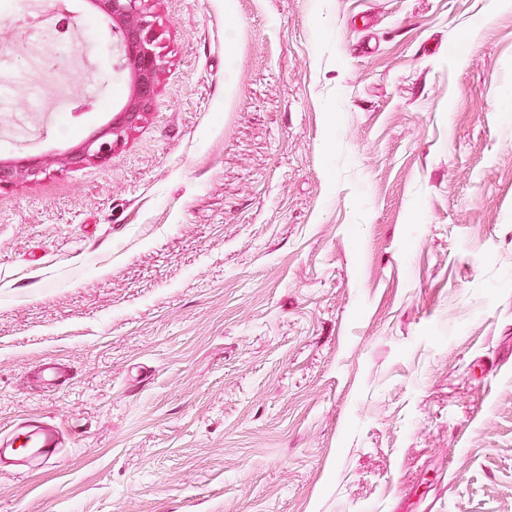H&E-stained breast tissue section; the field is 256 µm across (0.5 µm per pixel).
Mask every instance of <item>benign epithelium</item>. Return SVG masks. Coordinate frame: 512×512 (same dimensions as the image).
<instances>
[{
  "mask_svg": "<svg viewBox=\"0 0 512 512\" xmlns=\"http://www.w3.org/2000/svg\"><path fill=\"white\" fill-rule=\"evenodd\" d=\"M153 0H96L112 17L113 63L121 73H129L135 84V101L125 105L119 116L104 130L83 141L67 158L71 165L95 160L105 163L128 131L141 121L154 99L163 65L153 48ZM40 171L39 166L0 165V190L11 187Z\"/></svg>",
  "mask_w": 512,
  "mask_h": 512,
  "instance_id": "1",
  "label": "benign epithelium"
}]
</instances>
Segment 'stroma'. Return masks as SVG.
Wrapping results in <instances>:
<instances>
[{
	"instance_id": "35a3bbf8",
	"label": "stroma",
	"mask_w": 512,
	"mask_h": 512,
	"mask_svg": "<svg viewBox=\"0 0 512 512\" xmlns=\"http://www.w3.org/2000/svg\"><path fill=\"white\" fill-rule=\"evenodd\" d=\"M84 4L0 67V438H63L0 512H512V0H155L105 166ZM154 0H96L112 17L113 63L128 72L135 84L136 97L125 105L119 116L104 130L83 141L79 150L67 158L71 165L95 160L105 163L129 130L141 121L154 99L163 65L153 48ZM40 171L38 165L7 166L0 165V190L11 187L28 176H34Z\"/></svg>"
}]
</instances>
